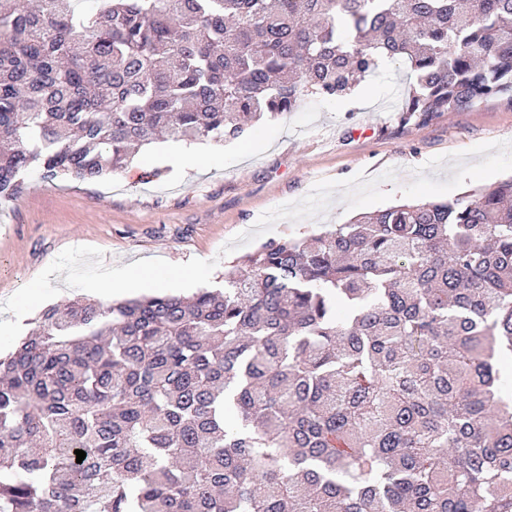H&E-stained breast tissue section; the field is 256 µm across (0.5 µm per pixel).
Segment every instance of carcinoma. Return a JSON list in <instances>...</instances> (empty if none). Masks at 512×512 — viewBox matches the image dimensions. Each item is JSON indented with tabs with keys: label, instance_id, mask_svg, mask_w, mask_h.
<instances>
[{
	"label": "carcinoma",
	"instance_id": "1",
	"mask_svg": "<svg viewBox=\"0 0 512 512\" xmlns=\"http://www.w3.org/2000/svg\"><path fill=\"white\" fill-rule=\"evenodd\" d=\"M84 2L0 0V199L385 59L404 122L512 105V0ZM510 362L512 176L272 239L222 291L46 307L0 357V512H512Z\"/></svg>",
	"mask_w": 512,
	"mask_h": 512
}]
</instances>
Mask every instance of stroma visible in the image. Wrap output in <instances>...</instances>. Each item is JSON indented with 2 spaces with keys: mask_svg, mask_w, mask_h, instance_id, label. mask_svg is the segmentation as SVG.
I'll list each match as a JSON object with an SVG mask.
<instances>
[{
  "mask_svg": "<svg viewBox=\"0 0 512 512\" xmlns=\"http://www.w3.org/2000/svg\"><path fill=\"white\" fill-rule=\"evenodd\" d=\"M409 79L403 65L383 64L356 97H311L296 110L261 124L237 141L191 143L207 154L189 169L177 145L147 146L117 175L89 184L71 178L42 182L27 176L25 192L0 201V303L34 279L64 249L92 246L106 265L144 258L183 263L216 260L213 287L225 267L270 239L317 234L353 216L334 195L321 216L282 220L228 255L221 248L254 226L264 212L304 197L320 180L357 173L375 177L394 203L451 201L479 185L512 175V106L489 98L459 112L400 119Z\"/></svg>",
  "mask_w": 512,
  "mask_h": 512,
  "instance_id": "1",
  "label": "stroma"
}]
</instances>
